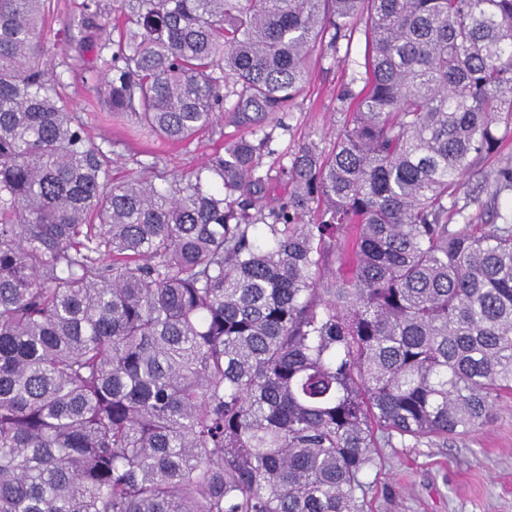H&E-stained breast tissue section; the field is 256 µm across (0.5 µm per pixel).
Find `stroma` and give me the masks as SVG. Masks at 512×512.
Instances as JSON below:
<instances>
[{
    "instance_id": "1",
    "label": "stroma",
    "mask_w": 512,
    "mask_h": 512,
    "mask_svg": "<svg viewBox=\"0 0 512 512\" xmlns=\"http://www.w3.org/2000/svg\"><path fill=\"white\" fill-rule=\"evenodd\" d=\"M364 35L355 31L348 47L317 51L308 80L292 107L278 121L265 124L272 135L270 155L262 159L272 194H281L279 161L301 142L315 141L330 152L347 120L339 93L351 74L350 62L362 61ZM65 93L74 112L88 124L95 143L111 146L113 174L123 180L139 173L135 158L144 149L122 127L100 124L89 105L95 94L87 86L69 81ZM236 127L220 119L212 133L187 146L154 143L168 174L186 175L205 157L235 136ZM366 477L370 488L363 512H512V396L499 400L497 417L490 425L448 442H421L383 447Z\"/></svg>"
}]
</instances>
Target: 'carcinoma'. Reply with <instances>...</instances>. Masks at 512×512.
<instances>
[{
    "label": "carcinoma",
    "instance_id": "cac0c4a2",
    "mask_svg": "<svg viewBox=\"0 0 512 512\" xmlns=\"http://www.w3.org/2000/svg\"><path fill=\"white\" fill-rule=\"evenodd\" d=\"M114 3L64 62L104 122L186 143L230 98L249 134L113 181L54 0H0V512H360L372 449L512 395V165L463 191L512 118V0ZM361 17L348 120L272 198L257 126ZM59 10L56 21L52 23L51 32L48 35V60L54 71H62L61 66L67 56L73 54L71 50L73 34L66 27V19L70 12L69 4L72 0H58Z\"/></svg>",
    "mask_w": 512,
    "mask_h": 512
}]
</instances>
